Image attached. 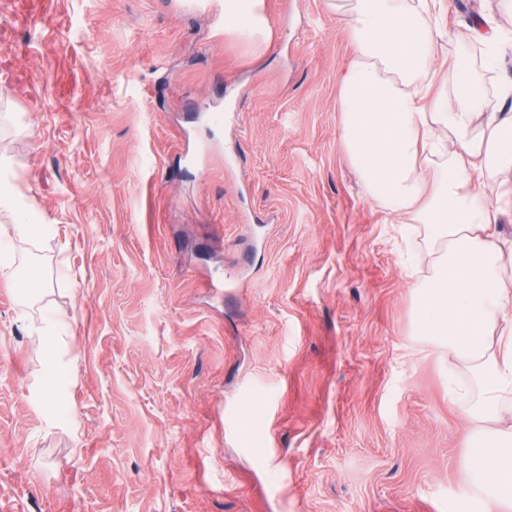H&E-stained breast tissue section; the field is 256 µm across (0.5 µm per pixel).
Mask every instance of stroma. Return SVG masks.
I'll use <instances>...</instances> for the list:
<instances>
[{
    "mask_svg": "<svg viewBox=\"0 0 512 512\" xmlns=\"http://www.w3.org/2000/svg\"><path fill=\"white\" fill-rule=\"evenodd\" d=\"M263 11L0 0V186L47 227L0 279V512H485L427 230L341 141L346 25ZM477 21L512 8L448 0L447 56ZM263 4V0H225V20H240L251 32H263L266 29Z\"/></svg>",
    "mask_w": 512,
    "mask_h": 512,
    "instance_id": "obj_1",
    "label": "stroma"
}]
</instances>
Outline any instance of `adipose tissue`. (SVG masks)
<instances>
[{"label": "adipose tissue", "mask_w": 512, "mask_h": 512, "mask_svg": "<svg viewBox=\"0 0 512 512\" xmlns=\"http://www.w3.org/2000/svg\"><path fill=\"white\" fill-rule=\"evenodd\" d=\"M353 55L338 75L341 139L368 195L429 230L431 272L414 286L416 332L472 373L469 474L486 504H512V241L496 232L512 206V81L486 111L484 72L506 36L471 27L480 68L457 51L430 79L447 0H336ZM501 191L490 201L487 182Z\"/></svg>", "instance_id": "obj_1"}]
</instances>
